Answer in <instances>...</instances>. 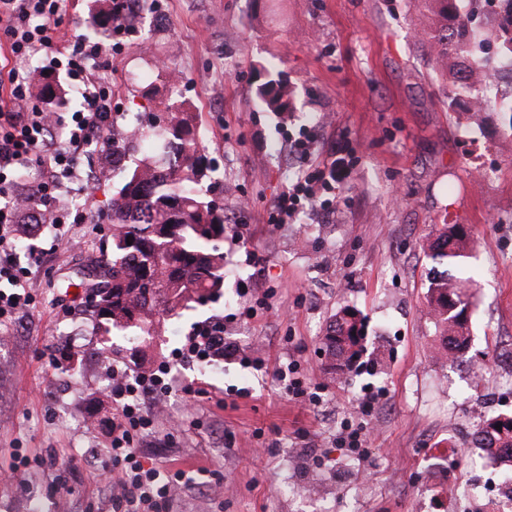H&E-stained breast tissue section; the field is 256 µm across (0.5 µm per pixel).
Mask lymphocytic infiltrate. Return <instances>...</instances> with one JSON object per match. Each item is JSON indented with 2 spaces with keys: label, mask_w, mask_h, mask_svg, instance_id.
Segmentation results:
<instances>
[{
  "label": "lymphocytic infiltrate",
  "mask_w": 512,
  "mask_h": 512,
  "mask_svg": "<svg viewBox=\"0 0 512 512\" xmlns=\"http://www.w3.org/2000/svg\"><path fill=\"white\" fill-rule=\"evenodd\" d=\"M66 0H0V52H6L7 79H0V319L15 316L29 305L24 287L40 261L30 253L20 263L13 242L32 195L41 200L69 194L78 175L76 157L94 139L112 130V59L119 46H102L81 33H63ZM51 57L53 67L77 87L79 109L61 114L30 106L37 71L28 69L35 56ZM44 165L43 180L28 193L13 179L15 170L32 162ZM235 343L222 323L199 329L191 340L190 356L205 361L233 356ZM158 375L121 380L112 391V461L120 465L119 492L112 512H170L178 483L167 471L141 460L134 439L154 425V416L140 402L139 389L161 384Z\"/></svg>",
  "instance_id": "lymphocytic-infiltrate-1"
}]
</instances>
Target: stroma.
<instances>
[{"mask_svg": "<svg viewBox=\"0 0 512 512\" xmlns=\"http://www.w3.org/2000/svg\"><path fill=\"white\" fill-rule=\"evenodd\" d=\"M148 2L122 36L112 109L162 111L158 70L179 71L228 235L223 297L169 320L143 352L150 371L177 378L149 398L157 416L137 443L145 461L187 475L171 512H495L492 489L512 488L496 464L440 450L471 447L483 419L512 415V117L449 110L414 0ZM268 71L296 89L288 122L255 99ZM337 157L347 175L330 208L269 223L289 188ZM474 165L488 174L475 189ZM112 190L101 180L81 199L89 223L39 233L33 302L0 325V512H112V431L89 400L138 370L99 357L80 285L110 233L92 218ZM444 219L475 240L454 271L474 294L471 346L455 363L426 308L422 244ZM347 305L374 358L333 374L321 336ZM214 321L239 352L207 369L187 351ZM69 350L82 357L75 378L57 366ZM291 362L316 404L278 381ZM348 421L371 432L362 452L336 441Z\"/></svg>", "mask_w": 512, "mask_h": 512, "instance_id": "obj_1", "label": "stroma"}]
</instances>
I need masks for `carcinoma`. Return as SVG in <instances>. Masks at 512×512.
<instances>
[{
  "label": "carcinoma",
  "instance_id": "cac0c4a2",
  "mask_svg": "<svg viewBox=\"0 0 512 512\" xmlns=\"http://www.w3.org/2000/svg\"><path fill=\"white\" fill-rule=\"evenodd\" d=\"M441 21L427 26L421 38L441 63L456 60L460 75L448 82V106L469 101L479 107L482 90L471 77L488 69L490 57L512 60V23L505 25L487 6L494 0H468L469 9L448 20V0H421ZM112 0H101L95 18L102 42L112 39ZM43 110L53 112L72 92L50 75L38 83ZM256 97L282 122L292 117L294 88L282 74L266 72ZM198 116L186 102L174 99L162 112L112 119V171L122 183L107 211L94 224L112 226L102 262V281L87 294L93 316L91 334L100 337L102 352L122 337L146 346L163 333L170 316L181 314L224 294V206L214 197L211 159L197 129ZM430 257L456 267L472 248L469 232L459 224H433L428 234ZM471 293L465 281L440 275L430 282L427 303L441 345L455 357L468 343ZM359 312L345 307L335 315L322 338L335 370L350 369L364 352ZM501 429H496V425ZM479 447L503 463H512V416L485 419L476 431Z\"/></svg>",
  "mask_w": 512,
  "mask_h": 512
}]
</instances>
